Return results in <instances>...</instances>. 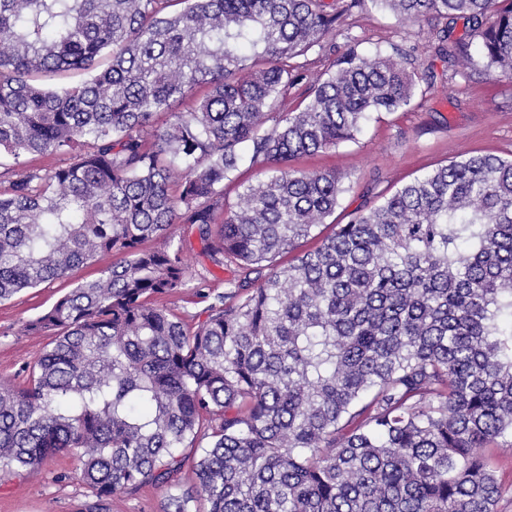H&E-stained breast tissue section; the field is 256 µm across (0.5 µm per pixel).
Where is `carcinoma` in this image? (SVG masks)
Returning a JSON list of instances; mask_svg holds the SVG:
<instances>
[{
    "label": "carcinoma",
    "instance_id": "obj_1",
    "mask_svg": "<svg viewBox=\"0 0 512 512\" xmlns=\"http://www.w3.org/2000/svg\"><path fill=\"white\" fill-rule=\"evenodd\" d=\"M368 2L427 23L455 66L478 43L512 80V0L351 5ZM338 19L324 0H0V302L120 256L25 323L51 341L23 387L0 381L1 472L72 454L101 512L187 463L174 512H495L481 449L512 445V159L453 160L324 234L344 176L293 161L422 79L351 48L279 111ZM245 147L264 175L223 205ZM177 224L239 269L194 329L150 302L187 286Z\"/></svg>",
    "mask_w": 512,
    "mask_h": 512
}]
</instances>
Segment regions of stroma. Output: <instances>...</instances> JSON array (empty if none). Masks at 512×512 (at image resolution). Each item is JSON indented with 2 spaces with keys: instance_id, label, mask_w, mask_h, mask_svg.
<instances>
[{
  "instance_id": "1",
  "label": "stroma",
  "mask_w": 512,
  "mask_h": 512,
  "mask_svg": "<svg viewBox=\"0 0 512 512\" xmlns=\"http://www.w3.org/2000/svg\"><path fill=\"white\" fill-rule=\"evenodd\" d=\"M353 43L364 54L376 50L410 54L419 71L445 76L448 90L440 92L425 78L418 82L409 106L373 113L356 140L295 160V167L303 171L344 175L345 191L330 223H347L356 209L379 204L385 195L453 158L512 157V82L490 76L480 55H473L465 71H458L436 55L427 26L404 25L389 12L366 6L353 9L320 47L302 56L307 75L328 72ZM175 232L183 242L190 275L186 288L166 303L194 324L205 319L207 308L224 293V282L233 277L235 267L218 263L191 225H176ZM116 261L113 254L100 256L66 277L0 303V380L22 381L48 343L47 337L24 332V323L74 284L97 277ZM170 493L164 487L147 486L117 495L111 512H168ZM95 504L65 454L20 476L0 475V512H92Z\"/></svg>"
}]
</instances>
